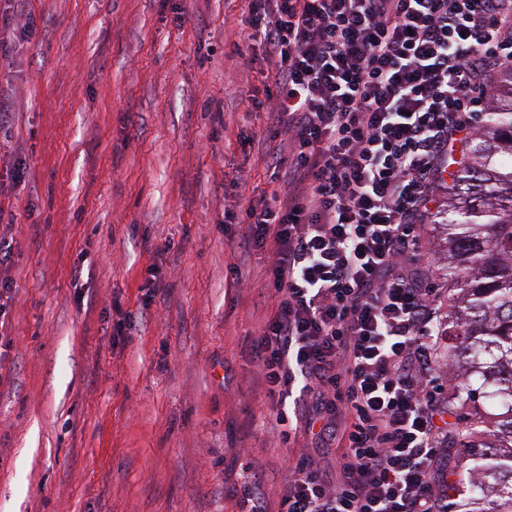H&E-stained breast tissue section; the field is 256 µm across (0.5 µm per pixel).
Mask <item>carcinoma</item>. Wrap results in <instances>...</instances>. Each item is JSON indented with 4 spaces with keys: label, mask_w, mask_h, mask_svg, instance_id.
Instances as JSON below:
<instances>
[{
    "label": "carcinoma",
    "mask_w": 512,
    "mask_h": 512,
    "mask_svg": "<svg viewBox=\"0 0 512 512\" xmlns=\"http://www.w3.org/2000/svg\"><path fill=\"white\" fill-rule=\"evenodd\" d=\"M489 104L439 214L453 291L442 335L462 402L454 443L473 461L448 486L460 512H512V69Z\"/></svg>",
    "instance_id": "cac0c4a2"
}]
</instances>
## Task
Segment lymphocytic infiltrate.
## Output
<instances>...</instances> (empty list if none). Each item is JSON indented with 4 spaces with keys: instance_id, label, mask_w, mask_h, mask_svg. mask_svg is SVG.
I'll use <instances>...</instances> for the list:
<instances>
[{
    "instance_id": "f902f5d3",
    "label": "lymphocytic infiltrate",
    "mask_w": 512,
    "mask_h": 512,
    "mask_svg": "<svg viewBox=\"0 0 512 512\" xmlns=\"http://www.w3.org/2000/svg\"><path fill=\"white\" fill-rule=\"evenodd\" d=\"M272 67L253 100L280 140L271 194L234 202L272 260L252 359L283 443L278 512H448L436 276L423 218L487 88L512 66V0H248ZM423 268L415 278L411 266Z\"/></svg>"
}]
</instances>
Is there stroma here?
<instances>
[{
  "mask_svg": "<svg viewBox=\"0 0 512 512\" xmlns=\"http://www.w3.org/2000/svg\"><path fill=\"white\" fill-rule=\"evenodd\" d=\"M0 26V512H242L241 449L286 479L251 347L268 254L224 206L272 191L273 77L246 0H16ZM184 21H177V12ZM24 167L15 179L16 167ZM163 289L145 302L148 265ZM136 316L118 334L113 302Z\"/></svg>",
  "mask_w": 512,
  "mask_h": 512,
  "instance_id": "stroma-1",
  "label": "stroma"
}]
</instances>
